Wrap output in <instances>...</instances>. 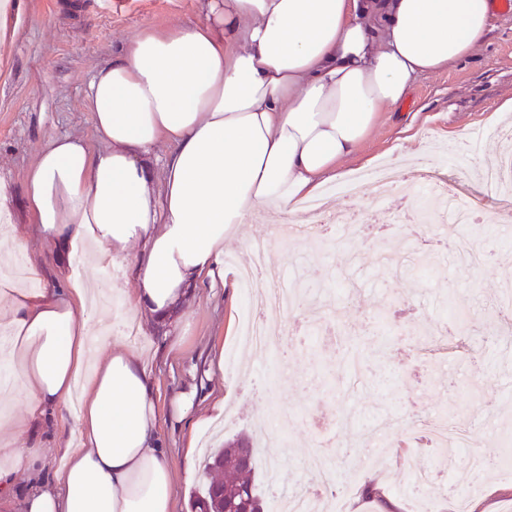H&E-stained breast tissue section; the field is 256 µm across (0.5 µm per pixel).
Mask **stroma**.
Instances as JSON below:
<instances>
[{
	"mask_svg": "<svg viewBox=\"0 0 512 512\" xmlns=\"http://www.w3.org/2000/svg\"><path fill=\"white\" fill-rule=\"evenodd\" d=\"M201 0H23L18 25H7L9 47L0 59V176L13 193L11 221L0 223V271L11 269V234L25 237L31 256L45 257L44 242L27 209L25 172L52 136L93 138L82 106L94 70L142 28H166L201 19ZM512 102V14L495 12L485 39L471 57L448 70L419 78L401 113L386 111L359 153L345 160L342 178L323 190L324 212H357V228L332 225L336 247L321 255L301 239L273 261L288 285L308 292L330 288L344 302L322 333L286 359L246 350L229 328L242 319L248 298L241 288L203 280L193 289L184 323L131 334L142 349L162 411L161 441L175 471L176 512H193L201 489L203 455L187 456L197 422L224 403V435L248 436L257 451L259 491L272 484L316 492L315 503H344L345 512H414L426 495L436 512H456L458 479L423 429L434 416L460 406L491 414L496 427L474 435L470 450L501 461L512 435V357L495 344L505 328L502 294L512 289V187L486 186L475 157L498 159L512 146V113L488 117ZM414 115L406 127L404 114ZM424 148L417 191L390 194L370 205H351L347 179ZM447 186L476 221L462 229L448 221L421 222L418 203L431 186ZM194 395L190 413H172L183 393ZM278 411L286 428L270 433L262 418ZM382 430L378 447L364 446L361 421ZM342 444L336 483L325 488L304 456L329 432ZM278 456L271 476L263 461ZM420 460L425 492L413 486L411 466ZM192 478H185V471ZM469 512H512V476L486 474L470 481ZM380 498H366L365 486Z\"/></svg>",
	"mask_w": 512,
	"mask_h": 512,
	"instance_id": "obj_1",
	"label": "stroma"
}]
</instances>
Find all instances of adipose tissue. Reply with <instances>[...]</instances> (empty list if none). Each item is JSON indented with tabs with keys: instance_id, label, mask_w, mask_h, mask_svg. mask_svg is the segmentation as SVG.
Instances as JSON below:
<instances>
[{
	"instance_id": "obj_1",
	"label": "adipose tissue",
	"mask_w": 512,
	"mask_h": 512,
	"mask_svg": "<svg viewBox=\"0 0 512 512\" xmlns=\"http://www.w3.org/2000/svg\"><path fill=\"white\" fill-rule=\"evenodd\" d=\"M495 10L204 0L203 20L144 28L94 71L84 103L95 142L52 137L25 175L58 275L43 279L33 261L42 288L0 279V362L14 378L0 385V512H174L151 374L102 325L183 320L197 282H227L226 242L257 215L291 216L320 197L419 77L471 56ZM118 265L136 288L99 309L84 269ZM18 400L23 417L2 412ZM53 416L71 422L46 448L37 428Z\"/></svg>"
}]
</instances>
